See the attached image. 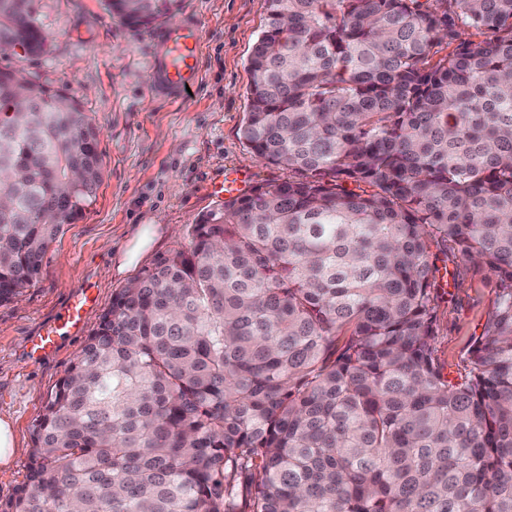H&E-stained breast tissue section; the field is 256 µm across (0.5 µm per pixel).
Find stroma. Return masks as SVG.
Listing matches in <instances>:
<instances>
[{
  "label": "stroma",
  "instance_id": "35a3bbf8",
  "mask_svg": "<svg viewBox=\"0 0 512 512\" xmlns=\"http://www.w3.org/2000/svg\"><path fill=\"white\" fill-rule=\"evenodd\" d=\"M184 6L201 23L203 79L193 95L176 102L151 89V28L125 25L103 0H32L33 17L48 36L46 53L0 54V67L23 70L85 104L99 129L103 168L95 203L49 245L36 284L0 303V417L10 421L15 438L13 456L0 468V512L26 478L35 420L113 293L158 256L187 245L188 225L220 206L208 181L229 168L250 172L257 184L289 177L288 170L254 158L239 135L247 59L265 22L266 0H185ZM83 284L96 288L99 306L82 335L33 358L31 337ZM496 294L494 277L470 264L434 290L436 350L445 369L461 368Z\"/></svg>",
  "mask_w": 512,
  "mask_h": 512
}]
</instances>
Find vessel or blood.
<instances>
[{
    "mask_svg": "<svg viewBox=\"0 0 512 512\" xmlns=\"http://www.w3.org/2000/svg\"><path fill=\"white\" fill-rule=\"evenodd\" d=\"M150 80L153 89L171 100H179L188 91L197 90L202 80V29L198 18L185 14L181 23L157 30L153 39ZM210 194L221 198L245 192L246 180L238 172L228 171L208 184ZM98 297L89 285H82L73 294L61 315L31 341L30 351L40 357L51 353L58 341L82 333L89 310Z\"/></svg>",
    "mask_w": 512,
    "mask_h": 512,
    "instance_id": "vessel-or-blood-1",
    "label": "vessel or blood"
}]
</instances>
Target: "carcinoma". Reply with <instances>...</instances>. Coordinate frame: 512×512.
Wrapping results in <instances>:
<instances>
[{"label":"carcinoma","mask_w":512,"mask_h":512,"mask_svg":"<svg viewBox=\"0 0 512 512\" xmlns=\"http://www.w3.org/2000/svg\"><path fill=\"white\" fill-rule=\"evenodd\" d=\"M31 2L0 0L1 50L45 52ZM266 2L240 137L292 176L112 295L4 512H243V490L248 512H512V0ZM105 6L142 27L180 0ZM14 104L0 302L102 180L80 100L1 68ZM435 249L499 281L455 378Z\"/></svg>","instance_id":"1"}]
</instances>
